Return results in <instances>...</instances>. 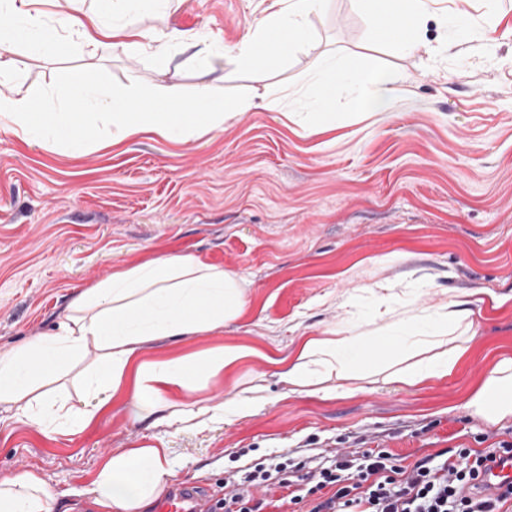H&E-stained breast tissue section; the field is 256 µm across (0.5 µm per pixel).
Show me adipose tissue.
Wrapping results in <instances>:
<instances>
[{
	"label": "adipose tissue",
	"instance_id": "obj_1",
	"mask_svg": "<svg viewBox=\"0 0 512 512\" xmlns=\"http://www.w3.org/2000/svg\"><path fill=\"white\" fill-rule=\"evenodd\" d=\"M127 2L99 0L95 11L70 17L69 25L78 30L84 50L95 52L101 38L112 37L126 54L161 58L171 43L182 40L177 31L140 29ZM316 2L290 0L286 10L262 17L238 45L239 60L251 62L261 43L270 46L268 60H276L284 52L283 47L270 44L277 33L287 34L289 44L302 42ZM370 3L372 17L395 20L394 45L407 47L427 10V0ZM30 34L43 46L60 38L59 28L49 18L30 14L24 26L0 24V47L9 48ZM403 81L402 75L393 72L373 74L367 61L348 68L327 58L314 74L311 90L316 106L327 109L349 86L378 111L395 101ZM69 99L82 104V113L56 111L46 96L40 99L45 112L37 122L32 114L37 100L34 91L15 83L10 94L0 96V127L24 139L38 131L55 145L71 143L75 125L90 128L101 121L111 124L116 143L146 132L177 140L203 128H220L247 107L243 101H213L203 86L194 111H135L121 97L107 103L92 100L79 74L71 79ZM247 307L246 290L236 275L194 256L166 255L120 267L74 297L54 332L0 352V404H19L21 419L67 434L84 431L117 400L131 421H147L154 427L179 422L195 428L257 413L271 402L262 386L219 406L209 404L202 391L212 378H234L244 361L258 356V349L222 345L193 355H146L148 344L157 340L222 331ZM473 315L465 301L454 298L432 308L412 302L397 314L384 310L382 324L374 327L348 315L322 335L301 337L295 356L278 359V377L287 386L286 396L322 399L354 395L362 381L378 374L407 385L442 377L467 354L474 334ZM91 350L97 353L95 362L78 372ZM74 373L79 376L82 407L70 405L69 395L43 392L47 379L61 380ZM173 387L186 393V403L169 398ZM466 406L488 421L512 417V356L495 361ZM173 475L167 449L128 448L100 461L84 493L99 512H143ZM54 500L52 486L35 471L22 470L0 482V512H51Z\"/></svg>",
	"mask_w": 512,
	"mask_h": 512
}]
</instances>
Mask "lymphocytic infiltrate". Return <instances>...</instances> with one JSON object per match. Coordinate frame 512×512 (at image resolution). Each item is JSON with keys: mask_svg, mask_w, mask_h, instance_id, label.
Here are the masks:
<instances>
[{"mask_svg": "<svg viewBox=\"0 0 512 512\" xmlns=\"http://www.w3.org/2000/svg\"><path fill=\"white\" fill-rule=\"evenodd\" d=\"M498 452L512 454V443H501L495 451L448 448L410 466L384 450L359 458L341 453L330 464L314 467L284 454L277 462L229 473L224 512H262L265 503L254 498L253 489L290 487L293 474L303 489L290 501H311L310 512H505L512 486L487 494L478 484L481 469ZM327 488L332 494L326 498L322 492Z\"/></svg>", "mask_w": 512, "mask_h": 512, "instance_id": "f902f5d3", "label": "lymphocytic infiltrate"}]
</instances>
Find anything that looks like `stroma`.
<instances>
[{"mask_svg": "<svg viewBox=\"0 0 512 512\" xmlns=\"http://www.w3.org/2000/svg\"><path fill=\"white\" fill-rule=\"evenodd\" d=\"M286 0H177L145 28L185 33L165 58L104 44L85 55L65 30L47 50L0 49L26 62L27 85L65 111L74 74L94 98L128 96L135 108L182 112L201 84L248 110L181 142L147 133L112 143L110 129H77L96 147L51 146L0 130V351L49 332L70 299L118 267L192 255L243 279L246 314L214 336L153 342L151 353L193 354L219 343L266 352L214 379L212 404L255 384L262 411L206 428H152L119 404L77 435L0 413V479L28 469L54 487L52 512H98L83 494L98 462L123 448L169 449L174 484L223 482L228 472L286 452L313 464L334 453L386 450L411 464L446 448L512 442V419L489 422L464 403L496 357L512 355V0H430L417 40L396 48L359 0H325L309 39L276 66L221 59ZM484 16L469 28L468 17ZM218 58L189 65L194 37ZM365 58L405 82L394 106L369 113L340 98L318 121L304 91L323 56ZM295 96L265 105L267 86ZM388 286L385 298L369 285ZM466 295L476 311L467 355L447 376L417 385L376 379L346 398L282 397L269 357L301 334H322L353 303L363 318L406 296L424 307Z\"/></svg>", "mask_w": 512, "mask_h": 512, "instance_id": "35a3bbf8", "label": "stroma"}]
</instances>
